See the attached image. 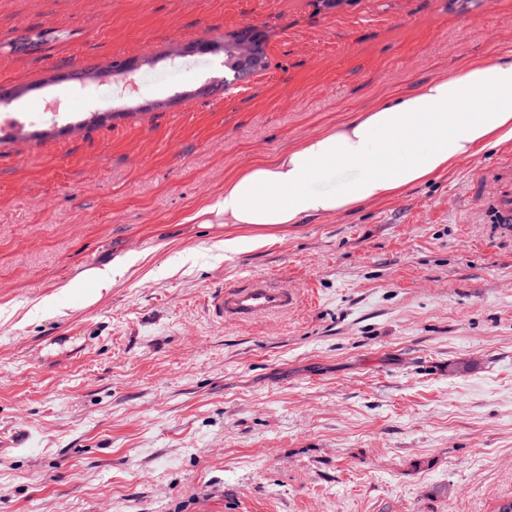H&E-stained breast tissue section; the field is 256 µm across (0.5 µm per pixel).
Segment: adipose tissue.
<instances>
[{
	"label": "adipose tissue",
	"instance_id": "adipose-tissue-1",
	"mask_svg": "<svg viewBox=\"0 0 512 512\" xmlns=\"http://www.w3.org/2000/svg\"><path fill=\"white\" fill-rule=\"evenodd\" d=\"M510 142L512 60L476 61L353 113L272 160L247 164L198 215L223 222L220 245L235 255L280 240L284 227L395 199Z\"/></svg>",
	"mask_w": 512,
	"mask_h": 512
}]
</instances>
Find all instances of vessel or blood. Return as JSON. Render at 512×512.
<instances>
[{
	"label": "vessel or blood",
	"instance_id": "obj_1",
	"mask_svg": "<svg viewBox=\"0 0 512 512\" xmlns=\"http://www.w3.org/2000/svg\"><path fill=\"white\" fill-rule=\"evenodd\" d=\"M207 304L220 321L246 324L264 316L288 315L296 308L298 296L293 289L255 278L241 285L215 289Z\"/></svg>",
	"mask_w": 512,
	"mask_h": 512
}]
</instances>
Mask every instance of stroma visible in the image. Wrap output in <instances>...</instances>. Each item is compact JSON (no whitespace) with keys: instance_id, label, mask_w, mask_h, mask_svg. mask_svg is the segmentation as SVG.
I'll return each mask as SVG.
<instances>
[{"instance_id":"1","label":"stroma","mask_w":512,"mask_h":512,"mask_svg":"<svg viewBox=\"0 0 512 512\" xmlns=\"http://www.w3.org/2000/svg\"><path fill=\"white\" fill-rule=\"evenodd\" d=\"M247 25L267 68L212 91ZM505 57L512 0H0V512L512 501V144L238 255L194 218L242 166ZM115 60L138 93L82 97ZM255 277L298 310L211 314Z\"/></svg>"}]
</instances>
